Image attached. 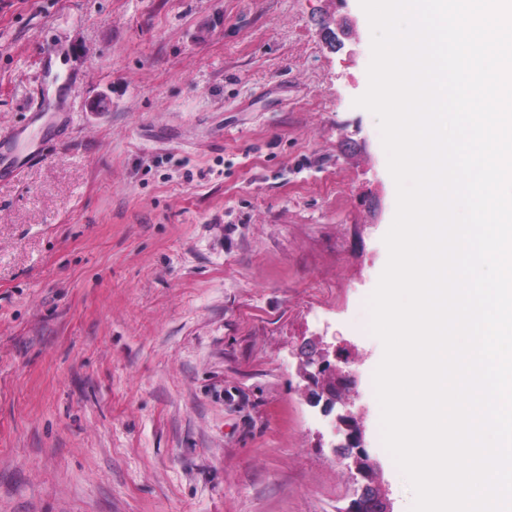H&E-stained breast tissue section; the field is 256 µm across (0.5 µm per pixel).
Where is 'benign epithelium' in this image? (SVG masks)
<instances>
[{
  "label": "benign epithelium",
  "mask_w": 512,
  "mask_h": 512,
  "mask_svg": "<svg viewBox=\"0 0 512 512\" xmlns=\"http://www.w3.org/2000/svg\"><path fill=\"white\" fill-rule=\"evenodd\" d=\"M300 376L309 401L313 404L323 401L321 411L325 417L332 415L336 403L343 402V392L355 387L353 372L332 364L325 351L308 355L300 369ZM332 424L343 432L344 440L339 448L352 459L354 471L363 480L360 494L350 501L343 512H392L377 468L363 446L361 414L347 410L335 416Z\"/></svg>",
  "instance_id": "obj_1"
}]
</instances>
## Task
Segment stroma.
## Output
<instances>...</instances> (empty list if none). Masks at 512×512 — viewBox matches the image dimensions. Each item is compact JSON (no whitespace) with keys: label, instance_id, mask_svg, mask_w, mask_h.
Returning a JSON list of instances; mask_svg holds the SVG:
<instances>
[{"label":"stroma","instance_id":"35a3bbf8","mask_svg":"<svg viewBox=\"0 0 512 512\" xmlns=\"http://www.w3.org/2000/svg\"><path fill=\"white\" fill-rule=\"evenodd\" d=\"M359 0H0V512H342L299 371L347 348L396 211Z\"/></svg>","mask_w":512,"mask_h":512}]
</instances>
